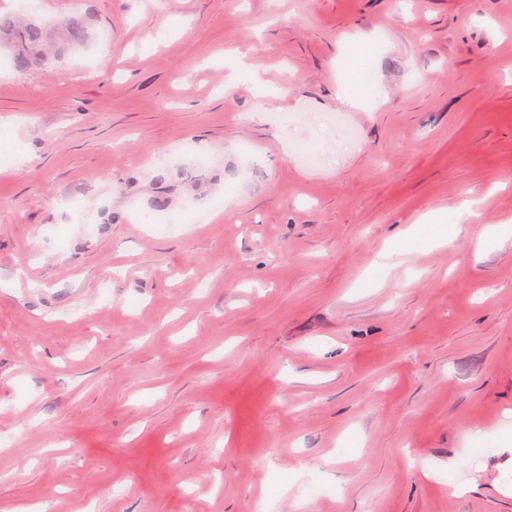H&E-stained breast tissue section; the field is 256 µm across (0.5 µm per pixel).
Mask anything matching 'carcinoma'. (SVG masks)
Returning <instances> with one entry per match:
<instances>
[{"instance_id":"cac0c4a2","label":"carcinoma","mask_w":512,"mask_h":512,"mask_svg":"<svg viewBox=\"0 0 512 512\" xmlns=\"http://www.w3.org/2000/svg\"><path fill=\"white\" fill-rule=\"evenodd\" d=\"M92 40L89 20L83 14L67 21L55 46L51 43L50 29L38 17L29 15L20 20L0 17V55L22 70L50 63L56 57L57 46L76 51L87 48Z\"/></svg>"}]
</instances>
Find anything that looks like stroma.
<instances>
[{
  "label": "stroma",
  "instance_id": "1",
  "mask_svg": "<svg viewBox=\"0 0 512 512\" xmlns=\"http://www.w3.org/2000/svg\"><path fill=\"white\" fill-rule=\"evenodd\" d=\"M75 12L0 67V512H512V0ZM92 40L89 20L83 14L67 21L56 47L51 43L50 29L35 15L21 20L11 16L0 17V57L3 54L14 67L22 70L50 63L56 57V48L76 51L87 48Z\"/></svg>",
  "mask_w": 512,
  "mask_h": 512
}]
</instances>
